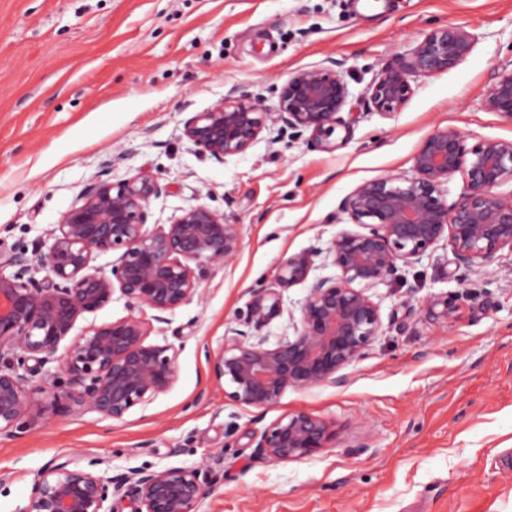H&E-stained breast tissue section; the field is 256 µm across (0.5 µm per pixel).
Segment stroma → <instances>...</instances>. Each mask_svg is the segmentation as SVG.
Listing matches in <instances>:
<instances>
[{
	"mask_svg": "<svg viewBox=\"0 0 512 512\" xmlns=\"http://www.w3.org/2000/svg\"><path fill=\"white\" fill-rule=\"evenodd\" d=\"M447 25L476 35L471 53L415 78L400 111H370L372 79ZM510 58L512 0H0V250L46 249L103 173L160 185L149 224L204 204L242 236L192 301L150 323V342L177 352L167 392L121 421L62 404L0 434V512H23L49 465L90 458L106 478L206 469L198 512H512V252L466 267L440 244L369 288L381 331L343 383L258 409L213 373L236 334L269 347L294 336L311 283L340 274L327 247L349 228L339 206L359 184L414 177L416 150L441 129L470 146L512 139V122L482 107ZM331 59L355 117L336 151L273 126L220 163L184 137L229 89L272 112L291 73ZM304 253L307 275L280 283ZM260 293L280 307L258 324ZM295 410L336 424L335 447L291 463L260 455L258 435Z\"/></svg>",
	"mask_w": 512,
	"mask_h": 512,
	"instance_id": "obj_1",
	"label": "stroma"
}]
</instances>
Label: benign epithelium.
I'll return each mask as SVG.
<instances>
[{
    "mask_svg": "<svg viewBox=\"0 0 512 512\" xmlns=\"http://www.w3.org/2000/svg\"><path fill=\"white\" fill-rule=\"evenodd\" d=\"M473 44L460 27L430 31L370 82L365 103L377 112L401 110L414 93L412 78L448 71ZM348 97L343 63L331 60L290 75L277 111L265 112L231 89L190 117L184 135L221 163L244 153L269 122L307 132L313 145L334 151L340 146L336 130L350 132L340 116ZM483 108L512 120V59L494 68ZM413 170L411 179L365 181L342 200L341 212L368 231L341 230L330 241L328 253L340 275L311 284L293 338L272 347L235 339L223 349L213 370L232 387L233 402L267 408L288 389L342 382L341 371L362 359L379 333L378 306L367 289L439 243L467 267L485 266L504 249L512 252V196L497 193L512 180V140L484 139L469 147L457 130H438L415 153ZM457 173L464 191L449 204L443 186ZM159 192L148 178H97L50 232L46 251H0V433L25 416L48 418L61 399L74 411L120 421L175 382L177 352L147 341L143 314L172 312L191 301L204 270L235 257L242 239L239 225L204 204L148 229L147 205ZM101 255L115 257L108 273L93 265ZM310 265V255L294 256L279 278L300 279ZM8 267L17 271L7 275ZM41 271L45 275L36 278ZM117 292L129 315L73 334L79 318L112 302ZM277 308L279 299L267 307L259 295L252 317L261 323ZM63 344L66 352L59 358ZM54 361L67 387L51 398L33 377ZM337 436L323 417L297 410L266 428L256 448L274 462H295L332 447ZM98 465L91 458L85 466L64 462L46 468L24 512H112L105 509L111 495L130 498L131 512H198L211 489L197 468L132 470L105 481L95 472Z\"/></svg>",
    "mask_w": 512,
    "mask_h": 512,
    "instance_id": "1",
    "label": "benign epithelium"
}]
</instances>
